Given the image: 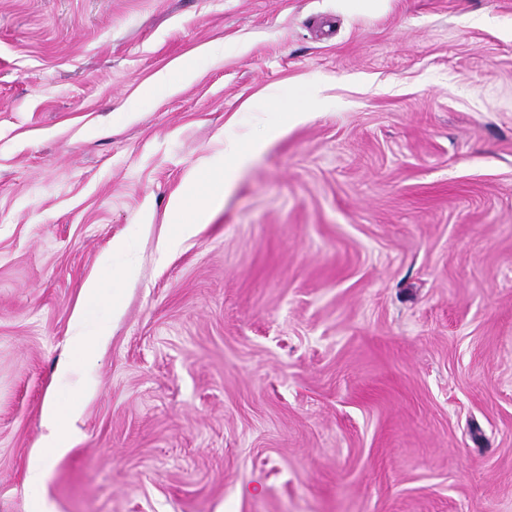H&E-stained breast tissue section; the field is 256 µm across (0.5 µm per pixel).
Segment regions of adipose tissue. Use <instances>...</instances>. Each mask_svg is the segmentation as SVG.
<instances>
[{
	"instance_id": "1",
	"label": "adipose tissue",
	"mask_w": 512,
	"mask_h": 512,
	"mask_svg": "<svg viewBox=\"0 0 512 512\" xmlns=\"http://www.w3.org/2000/svg\"><path fill=\"white\" fill-rule=\"evenodd\" d=\"M250 159L248 153L235 143H225L210 160L205 183L189 180L183 192L170 203V221L178 226V237L189 238L197 234L206 224L214 206L221 203L224 191L235 179L240 168ZM79 416L78 405L59 406L47 401L44 418L53 426V433L47 442L46 451L36 453L30 460L26 472V484L31 489L41 488L48 473L49 457L64 453L62 439Z\"/></svg>"
}]
</instances>
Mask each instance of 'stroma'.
Listing matches in <instances>:
<instances>
[{"instance_id":"stroma-1","label":"stroma","mask_w":512,"mask_h":512,"mask_svg":"<svg viewBox=\"0 0 512 512\" xmlns=\"http://www.w3.org/2000/svg\"><path fill=\"white\" fill-rule=\"evenodd\" d=\"M40 501L512 512V0H0V512ZM250 155L233 142H225L210 160L206 173V190L201 191L195 179L186 183L184 191L170 203V223L178 225V235L160 240L162 251L171 248L177 241L197 234L203 224H207L210 212L224 198V189L232 184L236 173L245 166ZM79 416V407L73 403L67 407H61L49 400L45 404L44 418L53 425V433L47 442L48 452H37L30 460L26 472V485L31 489H39L43 486L48 473L49 453L62 454L68 448H64L62 439L73 422Z\"/></svg>"}]
</instances>
